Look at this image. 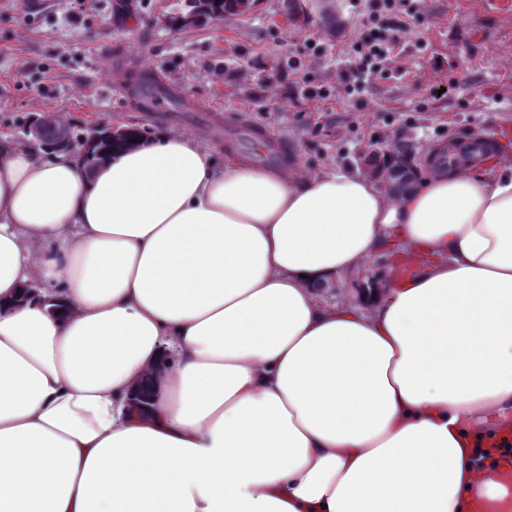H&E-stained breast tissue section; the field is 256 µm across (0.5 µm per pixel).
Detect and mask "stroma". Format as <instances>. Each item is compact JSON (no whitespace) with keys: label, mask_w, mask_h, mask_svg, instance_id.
Returning a JSON list of instances; mask_svg holds the SVG:
<instances>
[{"label":"stroma","mask_w":512,"mask_h":512,"mask_svg":"<svg viewBox=\"0 0 512 512\" xmlns=\"http://www.w3.org/2000/svg\"><path fill=\"white\" fill-rule=\"evenodd\" d=\"M282 0L188 31L167 27L179 0H12L0 9V135L21 136L34 115L58 112L81 139L94 123L171 127L252 162L337 164L367 172L374 154L412 143L417 162L449 133L487 130L512 165V8L487 0H407L416 16L397 54L348 94L341 75L361 27L362 7L286 18ZM126 71L203 104L157 118L107 89L114 59ZM443 94H433L434 86ZM325 99L303 98V91Z\"/></svg>","instance_id":"1"}]
</instances>
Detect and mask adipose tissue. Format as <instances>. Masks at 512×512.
<instances>
[{"label": "adipose tissue", "instance_id": "obj_1", "mask_svg": "<svg viewBox=\"0 0 512 512\" xmlns=\"http://www.w3.org/2000/svg\"><path fill=\"white\" fill-rule=\"evenodd\" d=\"M511 441V165L0 137V512H512Z\"/></svg>", "mask_w": 512, "mask_h": 512}]
</instances>
